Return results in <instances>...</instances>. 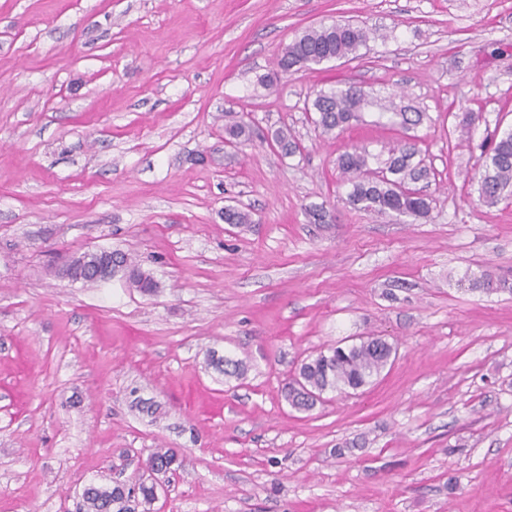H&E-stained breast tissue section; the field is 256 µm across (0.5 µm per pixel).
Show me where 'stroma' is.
Instances as JSON below:
<instances>
[{"instance_id":"35a3bbf8","label":"stroma","mask_w":512,"mask_h":512,"mask_svg":"<svg viewBox=\"0 0 512 512\" xmlns=\"http://www.w3.org/2000/svg\"><path fill=\"white\" fill-rule=\"evenodd\" d=\"M334 20L359 59L258 84ZM348 82L427 117L322 136L307 96ZM228 112L299 152L229 144ZM508 131L512 0H0V512H78L159 448L181 466L149 512H512V292L476 282L512 281V197L477 193ZM404 142L429 217L348 206L337 156ZM95 248L157 290L57 277ZM359 336L398 346L376 384L292 409L300 364ZM115 254L118 255L121 263L125 264L126 268L130 271L126 281L131 287L137 288L142 293H152L155 291L158 286L153 276L143 271L128 254L120 250H115Z\"/></svg>"}]
</instances>
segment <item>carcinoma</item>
<instances>
[{
  "instance_id": "obj_1",
  "label": "carcinoma",
  "mask_w": 512,
  "mask_h": 512,
  "mask_svg": "<svg viewBox=\"0 0 512 512\" xmlns=\"http://www.w3.org/2000/svg\"><path fill=\"white\" fill-rule=\"evenodd\" d=\"M367 31L350 20H336L330 24L312 27L296 36L277 57L276 68L261 78L268 86L274 85L291 72L310 69L330 61H350L359 57L366 45ZM372 104L368 92L354 84H344L312 93L308 110L315 113L314 123L324 135H333L360 121L363 109ZM379 109L400 119V125L410 129L422 124L425 113L409 112L391 104ZM224 133L230 143L248 141L250 126L235 112L224 113ZM285 155L299 151L294 137L277 129L266 138ZM417 151L408 144H398L390 150L385 172L371 177L369 155L355 148L340 154L337 167L344 183L350 187L347 202L380 217H410L415 220L429 217V199L409 185L428 178L429 169L423 160L416 159ZM479 201L494 206L512 195V131L482 145L479 156ZM121 263L129 269L128 284L142 293L157 288L153 276L143 271L128 254L117 250ZM394 344L375 336H360L349 346H335L328 353H319L301 364L298 374L288 384L285 398L298 411H309L327 392L345 394L374 382L395 358ZM152 469L170 471L175 453L170 448H158L151 455ZM155 483H139L133 488L123 485L88 484L82 492L84 512H137L142 503L156 500Z\"/></svg>"
}]
</instances>
